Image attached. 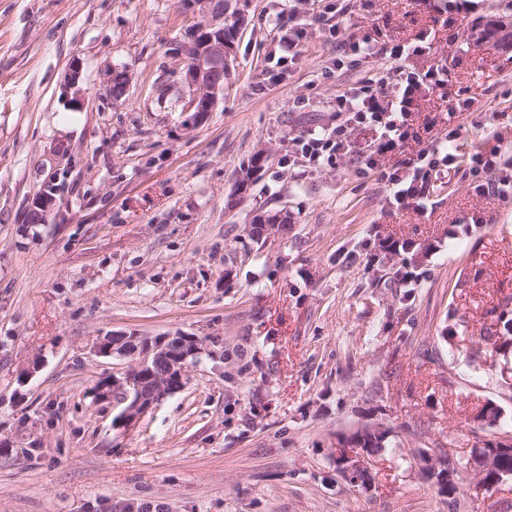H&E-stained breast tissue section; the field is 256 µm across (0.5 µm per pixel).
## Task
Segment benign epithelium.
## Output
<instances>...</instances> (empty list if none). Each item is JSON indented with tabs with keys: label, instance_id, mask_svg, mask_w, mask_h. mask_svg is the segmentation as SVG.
Segmentation results:
<instances>
[{
	"label": "benign epithelium",
	"instance_id": "1",
	"mask_svg": "<svg viewBox=\"0 0 512 512\" xmlns=\"http://www.w3.org/2000/svg\"><path fill=\"white\" fill-rule=\"evenodd\" d=\"M180 4L199 15V21L186 32L182 49L185 55L181 81L187 89L184 111L212 112L224 96V81L231 72L235 31L228 30L229 12L220 0H180ZM124 72L112 70L109 92L121 98L127 89ZM55 205L51 186H45L33 201L32 215L41 219ZM95 350L103 357L118 355L134 359L133 365L120 376H112L102 383L98 399L116 400L124 405L118 421L125 427L135 425L140 417L185 383L188 359L199 350L197 340L190 336H159L154 339L136 333L110 335L100 338ZM500 448L487 452L476 465V484L485 489L503 485L512 480V467L503 463L501 453L512 450V436L497 434ZM338 471L349 479L365 469L368 449L348 450L338 444L331 449ZM431 474L442 472L440 483L460 482L465 470L455 468L442 454L427 455Z\"/></svg>",
	"mask_w": 512,
	"mask_h": 512
}]
</instances>
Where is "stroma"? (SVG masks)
<instances>
[{
  "mask_svg": "<svg viewBox=\"0 0 512 512\" xmlns=\"http://www.w3.org/2000/svg\"><path fill=\"white\" fill-rule=\"evenodd\" d=\"M335 2L232 0V76L200 116L183 109L179 44L197 16L179 0H0V512H449L419 453L468 459L484 406L512 433V351L483 339L512 301V192H481L462 166L397 207L359 170L361 128L338 168L290 163L293 138L334 124L336 94L371 77L372 60L336 63L364 39L403 45L406 70L448 69L384 166L452 128L460 153L512 151V0ZM292 18L301 55L281 67ZM49 181L56 205L29 221ZM280 211L287 233L256 242L249 224ZM388 240L422 251L410 286ZM131 332L202 351L126 428L94 387L132 361L94 345ZM374 423L391 447L367 458L365 490L329 449ZM457 498L512 512L511 484Z\"/></svg>",
  "mask_w": 512,
  "mask_h": 512,
  "instance_id": "35a3bbf8",
  "label": "stroma"
}]
</instances>
